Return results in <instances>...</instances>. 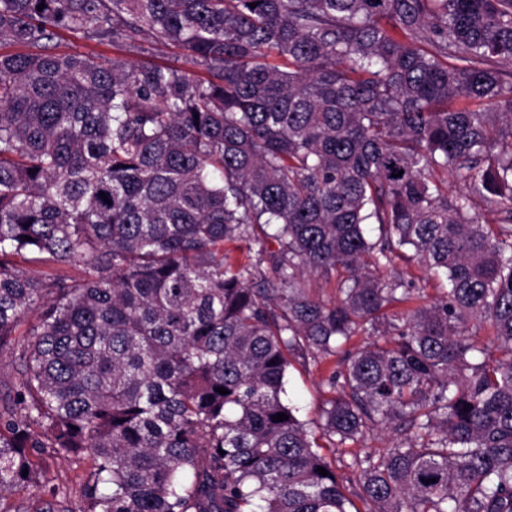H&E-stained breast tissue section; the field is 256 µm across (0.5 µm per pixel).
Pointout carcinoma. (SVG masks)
I'll return each mask as SVG.
<instances>
[{
  "instance_id": "obj_1",
  "label": "carcinoma",
  "mask_w": 512,
  "mask_h": 512,
  "mask_svg": "<svg viewBox=\"0 0 512 512\" xmlns=\"http://www.w3.org/2000/svg\"><path fill=\"white\" fill-rule=\"evenodd\" d=\"M4 39L0 351L38 323L0 496L50 448L92 458L83 512H512V0H0ZM405 248L448 291L391 317L418 296L373 269ZM297 359L332 363L333 447L396 443L339 475ZM57 50L60 52L83 53L93 51L101 54L105 59H112L118 54L124 55L127 59L133 61H151L153 63H165L185 68H192L186 64L183 53L180 49L173 46L156 45L153 46L151 53L147 55L130 54L120 52L112 47V43L98 44L96 41L89 40L81 34L63 33L58 40ZM319 370L312 363L304 364L302 360H293L285 377V394L283 398L297 409V417L308 423L316 438L321 436L318 428V408L328 398L333 396L323 383L325 370Z\"/></svg>"
}]
</instances>
